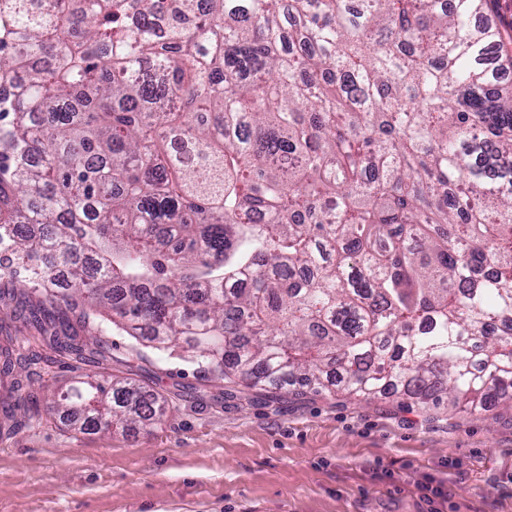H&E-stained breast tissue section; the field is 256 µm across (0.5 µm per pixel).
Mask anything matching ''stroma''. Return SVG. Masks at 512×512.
Segmentation results:
<instances>
[{"label": "stroma", "mask_w": 512, "mask_h": 512, "mask_svg": "<svg viewBox=\"0 0 512 512\" xmlns=\"http://www.w3.org/2000/svg\"><path fill=\"white\" fill-rule=\"evenodd\" d=\"M103 349L60 357L45 343L21 381L15 431L0 436V512H512V411L424 410L391 393L371 402L256 392L138 345L101 319L70 315ZM148 384L172 412L155 426L91 433L56 403L88 369Z\"/></svg>", "instance_id": "obj_1"}]
</instances>
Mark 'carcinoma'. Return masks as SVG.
<instances>
[{"label": "carcinoma", "instance_id": "cac0c4a2", "mask_svg": "<svg viewBox=\"0 0 512 512\" xmlns=\"http://www.w3.org/2000/svg\"><path fill=\"white\" fill-rule=\"evenodd\" d=\"M0 0V275L216 380L512 406V29L496 0ZM263 211L267 223L255 224ZM28 368L12 337L0 379ZM80 429L163 422L88 374Z\"/></svg>", "mask_w": 512, "mask_h": 512}]
</instances>
